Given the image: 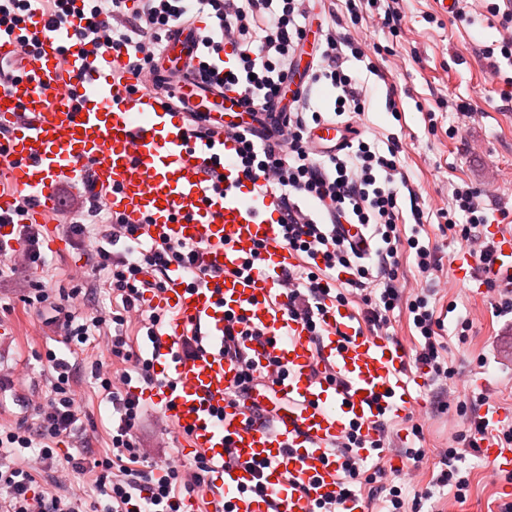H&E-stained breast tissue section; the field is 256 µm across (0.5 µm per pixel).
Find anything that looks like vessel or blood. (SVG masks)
Listing matches in <instances>:
<instances>
[{
    "label": "vessel or blood",
    "mask_w": 512,
    "mask_h": 512,
    "mask_svg": "<svg viewBox=\"0 0 512 512\" xmlns=\"http://www.w3.org/2000/svg\"><path fill=\"white\" fill-rule=\"evenodd\" d=\"M202 31L196 22L174 27L156 73L203 118L220 121L226 112H243L244 105L237 89H219L193 76ZM71 36V28L38 15L26 30L0 34V66L26 71L9 90H0V127L10 131L0 172L34 199L28 210L32 223L51 221L56 185L87 176L130 222L152 218V242L201 245L198 266L221 275L210 287L193 288L182 269L169 272L156 302L174 317L159 333L151 357L175 385L145 390L143 398L160 407L187 453L211 461L206 497L228 502L234 512H313L339 479L330 443L355 424L364 439H373L382 414L415 409L411 383L401 378L405 347L355 327L351 311L336 304L327 308L328 335L313 345L305 325L289 317L278 286L279 274L298 258L283 244L268 198L238 176L237 142L189 140L183 113L160 106L152 79L131 75L116 82L112 72L123 58L112 52L95 61L84 58L72 48ZM28 38L36 39L37 55L23 56ZM351 137L346 126L324 123L311 141L314 148L336 151ZM218 162L224 165L222 194L213 190L209 175ZM491 240L494 259L488 265L478 266L464 250L451 259L456 277L477 299L490 282L512 296V229L494 227ZM229 314L265 328V340L251 346L254 364L275 357L286 368L275 390L287 407L272 428L255 421L252 399L224 400L239 375L224 355ZM195 327L208 350L189 356L181 342ZM318 367L336 374V381L315 377ZM228 447L238 458L230 467L224 464ZM480 450L492 472L512 470V446L488 437ZM258 481L265 496L251 491Z\"/></svg>",
    "instance_id": "b4317fda"
}]
</instances>
